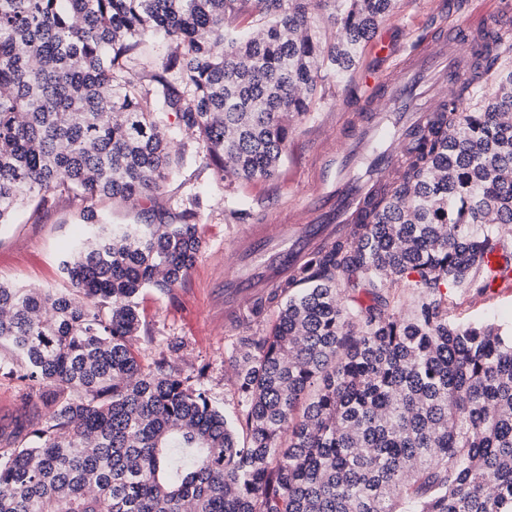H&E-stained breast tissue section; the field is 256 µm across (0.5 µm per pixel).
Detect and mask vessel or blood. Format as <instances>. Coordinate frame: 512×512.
Wrapping results in <instances>:
<instances>
[{
    "mask_svg": "<svg viewBox=\"0 0 512 512\" xmlns=\"http://www.w3.org/2000/svg\"><path fill=\"white\" fill-rule=\"evenodd\" d=\"M472 23L445 27L438 38L423 42L398 74L385 82L365 75L370 89L369 117L351 134L338 138L317 167L308 207L292 212L285 224H251L226 248L234 262L266 255L256 271L224 275V322L232 324L263 296L264 287L280 283L316 247L331 243L344 226L358 223L372 185L393 168L397 150L409 132L424 129L433 105L411 107V87L426 75L454 86L466 69L481 64L471 48Z\"/></svg>",
    "mask_w": 512,
    "mask_h": 512,
    "instance_id": "b4317fda",
    "label": "vessel or blood"
}]
</instances>
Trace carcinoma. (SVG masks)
Returning <instances> with one entry per match:
<instances>
[{
	"instance_id": "carcinoma-1",
	"label": "carcinoma",
	"mask_w": 512,
	"mask_h": 512,
	"mask_svg": "<svg viewBox=\"0 0 512 512\" xmlns=\"http://www.w3.org/2000/svg\"><path fill=\"white\" fill-rule=\"evenodd\" d=\"M397 6L0 0V224L56 192L84 222L69 287L0 284L9 374L47 408L0 430V512H512V329L448 320L449 292L512 283L511 36L477 32L484 65L436 104L362 223L249 316L235 424L202 388L207 366L172 361L180 343L147 368L131 350L140 291H170L197 261L199 197L160 224L97 208L156 204L187 159L272 178L324 72L351 76ZM248 11L259 28L236 32ZM147 42L166 56L145 85L129 65ZM172 115L188 138L174 154ZM405 290L410 312L391 309Z\"/></svg>"
}]
</instances>
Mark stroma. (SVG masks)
<instances>
[{
	"instance_id": "stroma-1",
	"label": "stroma",
	"mask_w": 512,
	"mask_h": 512,
	"mask_svg": "<svg viewBox=\"0 0 512 512\" xmlns=\"http://www.w3.org/2000/svg\"><path fill=\"white\" fill-rule=\"evenodd\" d=\"M453 0H398L396 12L376 25L373 39L389 40L407 51L435 24L465 19ZM394 64L376 57L364 45L357 69L387 76ZM352 82L327 79L323 95L313 102L288 142V154L276 177L244 182L220 178L208 167L190 165L166 188L161 206L176 213L200 196L196 217L201 252L195 267L171 292L143 290L137 299L142 325L132 350L144 366L165 354L170 339L182 340L184 365L207 364L203 387L212 404L236 419L237 397L231 369L233 345L245 326H225L224 248L244 224H283L310 190L313 164L334 145L350 119L365 106V89ZM80 206L67 195H54L40 206L21 209L13 223L0 227V283L23 288L61 289L68 282L59 269L62 249L80 229ZM449 318L467 323L487 320L512 325V286L483 295L461 297L448 308ZM31 393L26 382L0 374V427L13 430Z\"/></svg>"
}]
</instances>
